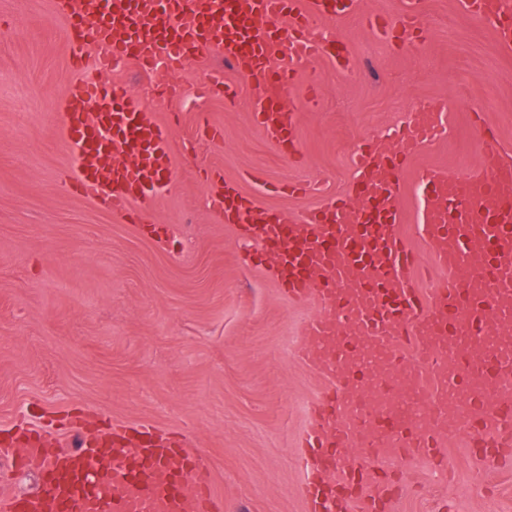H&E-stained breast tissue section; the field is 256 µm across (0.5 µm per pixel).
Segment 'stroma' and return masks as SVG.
Returning a JSON list of instances; mask_svg holds the SVG:
<instances>
[{
    "label": "stroma",
    "mask_w": 512,
    "mask_h": 512,
    "mask_svg": "<svg viewBox=\"0 0 512 512\" xmlns=\"http://www.w3.org/2000/svg\"><path fill=\"white\" fill-rule=\"evenodd\" d=\"M401 0H362L359 13L321 20L347 42L364 73L312 65L292 88L316 85V111L301 113L299 152L270 145L249 110L247 79L207 53L176 78L193 91L222 71L239 89L169 102L167 76L133 60L113 69L170 130L175 172L148 195L140 221L116 216L64 189L73 149L61 134L60 100L73 80L64 22L53 0H0V441L26 428L68 440L83 415L95 436L113 420L188 433L201 448L224 512H309L300 492L306 464L298 439L325 381L295 356L311 313L291 300L254 246L214 210L206 176L238 182L264 206L297 215L350 195L359 146L431 101L454 103L446 137L411 156L402 177L397 231L427 270L418 232L425 170L478 166L480 132L512 152V51L458 0H425L424 28L393 41L364 18L390 16ZM216 139L201 137L203 127ZM261 174L263 185L244 178ZM296 182L323 196L291 194ZM445 462L397 466L386 512H512V464L488 466L466 438Z\"/></svg>",
    "instance_id": "1"
}]
</instances>
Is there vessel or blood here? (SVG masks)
Here are the masks:
<instances>
[{
	"label": "vessel or blood",
	"mask_w": 512,
	"mask_h": 512,
	"mask_svg": "<svg viewBox=\"0 0 512 512\" xmlns=\"http://www.w3.org/2000/svg\"><path fill=\"white\" fill-rule=\"evenodd\" d=\"M57 0L71 63L85 48L99 72L113 56L144 69L166 60L179 70L220 54L250 82L254 121L275 148L296 153L294 113L271 85H294L313 63L357 73L350 46L325 41L318 21L355 12L359 0ZM512 49V0H459ZM420 0H404L394 23L373 17L372 32L417 36ZM62 132L77 153L74 190L115 214L131 212L170 179L168 128L126 85L79 81L62 97ZM447 107L413 112L396 134L373 138L353 155L354 203L327 200L294 220L261 206L216 177V210L258 244L282 288L316 312L302 325L297 357L327 385L314 404L305 448L313 473L303 491L312 512H377L385 489L373 475L401 461L434 458L449 438L466 436L476 455L512 459V156L484 155L479 170H431L421 179L419 231L446 276L426 293L412 287L414 253L396 232L402 161L446 133ZM412 345L419 362L406 361ZM417 383L430 418L396 411L403 378ZM113 422L102 442L49 452L28 437L25 461L43 474L40 492L0 491V512H223L199 449L150 427L137 434Z\"/></svg>",
	"instance_id": "vessel-or-blood-1"
}]
</instances>
